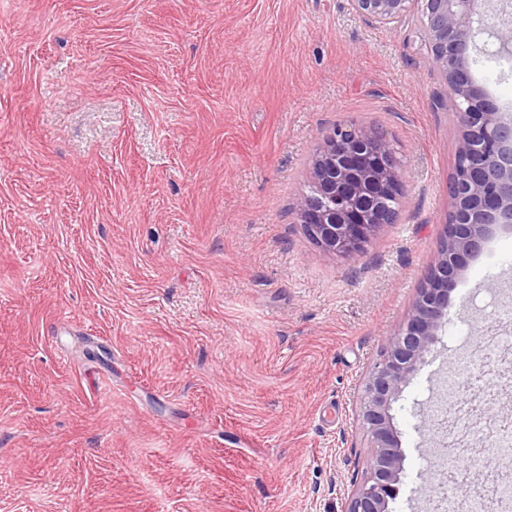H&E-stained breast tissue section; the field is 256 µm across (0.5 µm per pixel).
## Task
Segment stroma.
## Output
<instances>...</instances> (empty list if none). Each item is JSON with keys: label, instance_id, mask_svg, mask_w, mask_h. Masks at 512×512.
I'll return each instance as SVG.
<instances>
[{"label": "stroma", "instance_id": "1", "mask_svg": "<svg viewBox=\"0 0 512 512\" xmlns=\"http://www.w3.org/2000/svg\"><path fill=\"white\" fill-rule=\"evenodd\" d=\"M477 81L512 117V57ZM417 25L349 0H0V512H342L367 373L448 221L457 135ZM398 149L354 258L295 224L339 119ZM512 229L462 272L394 403L392 512L492 497L433 463L512 423ZM481 351L445 398L461 343Z\"/></svg>", "mask_w": 512, "mask_h": 512}]
</instances>
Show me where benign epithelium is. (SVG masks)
<instances>
[{
  "instance_id": "1",
  "label": "benign epithelium",
  "mask_w": 512,
  "mask_h": 512,
  "mask_svg": "<svg viewBox=\"0 0 512 512\" xmlns=\"http://www.w3.org/2000/svg\"><path fill=\"white\" fill-rule=\"evenodd\" d=\"M366 21L397 27L418 21L444 92L436 103L454 117L455 168L448 185L452 211L442 244L425 270L410 312L365 380L360 420L372 453L368 474L343 512H391L405 455L392 404L436 342L451 293L495 227L512 228V120L480 86L473 67L485 43L512 55V0H351ZM308 185L292 204L295 223L323 251L352 258L379 231L400 221L390 201L403 192L400 160L378 128L334 123L312 156Z\"/></svg>"
}]
</instances>
